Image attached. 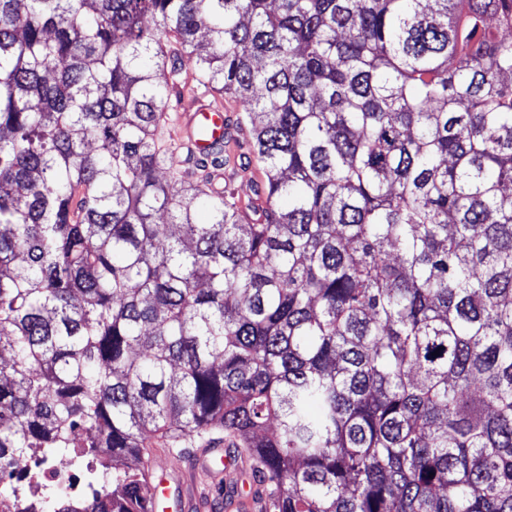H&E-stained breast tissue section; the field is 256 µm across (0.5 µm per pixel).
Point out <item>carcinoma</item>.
I'll return each mask as SVG.
<instances>
[{"label":"carcinoma","instance_id":"obj_1","mask_svg":"<svg viewBox=\"0 0 512 512\" xmlns=\"http://www.w3.org/2000/svg\"><path fill=\"white\" fill-rule=\"evenodd\" d=\"M512 0H0V454L247 459L259 512H512ZM266 180L163 142L185 65ZM248 141V138L240 137L230 145L231 165L224 167V179L219 181L226 189L235 193L238 191L242 197L249 193L251 186L261 184L265 179L262 164L239 147L242 142Z\"/></svg>","mask_w":512,"mask_h":512}]
</instances>
